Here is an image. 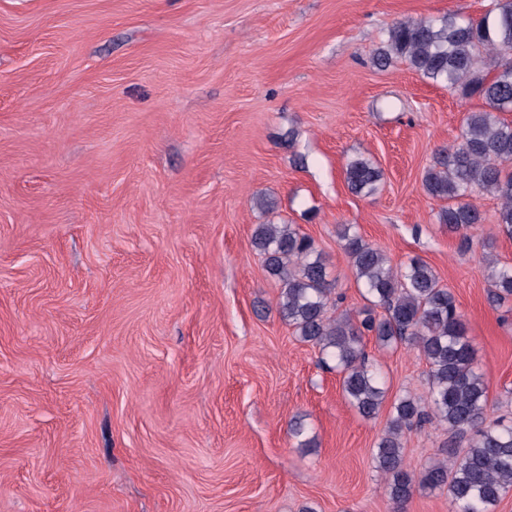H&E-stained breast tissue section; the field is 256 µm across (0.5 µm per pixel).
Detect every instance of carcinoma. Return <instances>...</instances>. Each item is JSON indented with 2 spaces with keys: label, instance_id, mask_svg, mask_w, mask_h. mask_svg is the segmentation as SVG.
<instances>
[{
  "label": "carcinoma",
  "instance_id": "cac0c4a2",
  "mask_svg": "<svg viewBox=\"0 0 512 512\" xmlns=\"http://www.w3.org/2000/svg\"><path fill=\"white\" fill-rule=\"evenodd\" d=\"M394 61L464 98L477 97L486 109L467 113L460 142L433 154L422 185L427 195L447 205L440 224L466 232L485 221L474 199L497 197V223L512 235V3L488 10L478 19L449 12L436 18L399 21L386 33L374 63ZM349 190L375 194L382 171L365 156L345 167ZM357 283L370 308L362 318L329 316L335 305L326 264L312 240L294 224H257L252 247L279 283L278 311L298 336L319 348L342 374V391L366 419L376 417L385 391L380 373L368 365L362 337L375 336L383 347L413 348L429 365L426 395L399 397L373 459L386 478V494L401 512L418 488L447 491L450 512H494L512 488V424H486L488 386L475 367V349L451 291L427 263L412 259L398 269L379 248L365 242L351 224L337 230ZM490 299L512 296V266L488 262ZM435 422L452 434L471 433L468 448L438 459L419 473L404 459L402 437L413 426Z\"/></svg>",
  "mask_w": 512,
  "mask_h": 512
}]
</instances>
